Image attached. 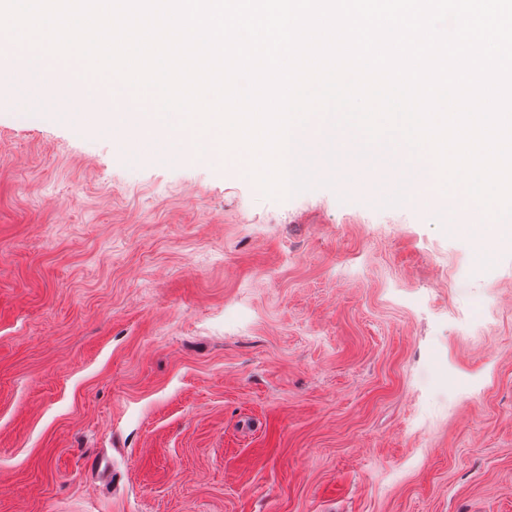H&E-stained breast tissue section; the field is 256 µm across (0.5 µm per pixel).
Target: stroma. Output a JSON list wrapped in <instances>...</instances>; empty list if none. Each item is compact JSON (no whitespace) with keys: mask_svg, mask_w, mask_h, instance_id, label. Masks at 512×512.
<instances>
[{"mask_svg":"<svg viewBox=\"0 0 512 512\" xmlns=\"http://www.w3.org/2000/svg\"><path fill=\"white\" fill-rule=\"evenodd\" d=\"M0 69V512H512V246L131 159Z\"/></svg>","mask_w":512,"mask_h":512,"instance_id":"obj_1","label":"stroma"}]
</instances>
